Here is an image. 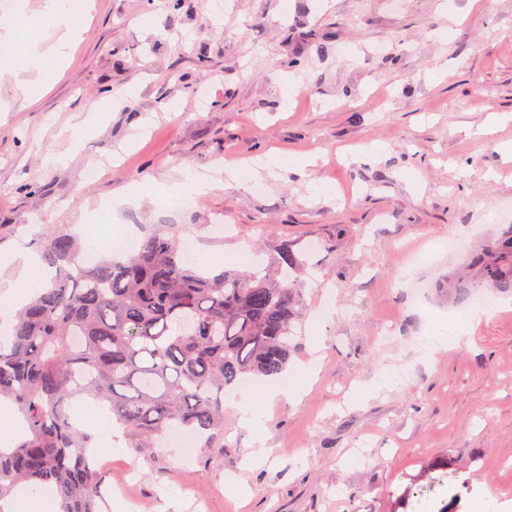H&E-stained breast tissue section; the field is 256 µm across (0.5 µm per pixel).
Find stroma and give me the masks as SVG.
<instances>
[{
	"instance_id": "35a3bbf8",
	"label": "stroma",
	"mask_w": 512,
	"mask_h": 512,
	"mask_svg": "<svg viewBox=\"0 0 512 512\" xmlns=\"http://www.w3.org/2000/svg\"><path fill=\"white\" fill-rule=\"evenodd\" d=\"M22 91L0 74L1 255L105 207L138 242L166 224L201 253L311 248L290 362L315 369L301 399L258 396L254 429L225 404L223 447L188 461L117 439L104 512H389L425 459L448 473L430 512H512V297L469 346L421 351L465 259L449 237L473 246L512 224V0H98L37 108ZM103 94L116 104L85 131ZM270 152L284 164L259 187L160 201L185 174ZM128 185L137 199L117 201ZM387 370L403 381L365 392Z\"/></svg>"
}]
</instances>
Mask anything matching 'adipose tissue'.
I'll list each match as a JSON object with an SVG mask.
<instances>
[{"mask_svg": "<svg viewBox=\"0 0 512 512\" xmlns=\"http://www.w3.org/2000/svg\"><path fill=\"white\" fill-rule=\"evenodd\" d=\"M52 18L59 36L48 53H39L36 45L41 37L43 18ZM26 36L29 56L24 61L25 67H39L42 58H49L52 67H62L68 54L78 38V29L63 10L60 0H42L38 11L29 13L24 8H17L12 18L0 20V48H14L19 36ZM0 264L16 265L20 268L19 276L6 284L0 293V328L9 327L15 313L27 298L44 287L49 274L48 267L42 262L37 252L23 245L16 247L0 257Z\"/></svg>", "mask_w": 512, "mask_h": 512, "instance_id": "obj_1", "label": "adipose tissue"}]
</instances>
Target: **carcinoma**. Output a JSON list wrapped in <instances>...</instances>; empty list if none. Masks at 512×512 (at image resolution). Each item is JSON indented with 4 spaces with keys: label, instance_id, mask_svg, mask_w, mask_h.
Listing matches in <instances>:
<instances>
[{
    "label": "carcinoma",
    "instance_id": "obj_1",
    "mask_svg": "<svg viewBox=\"0 0 512 512\" xmlns=\"http://www.w3.org/2000/svg\"><path fill=\"white\" fill-rule=\"evenodd\" d=\"M43 257L55 275L17 312L9 342H0V398L26 425L0 448V502L20 485L47 484L61 512H100L90 436L72 423L76 400L105 405L130 448L154 447L172 425L210 448L224 436V395L247 377L288 370L306 266L305 251L292 243L280 245L262 275L208 273L165 226L124 262L103 253L90 266L65 233L45 237ZM448 288L458 302L478 289L512 296V224L472 251ZM439 471L438 462H422L396 504L422 512L443 486Z\"/></svg>",
    "mask_w": 512,
    "mask_h": 512
}]
</instances>
